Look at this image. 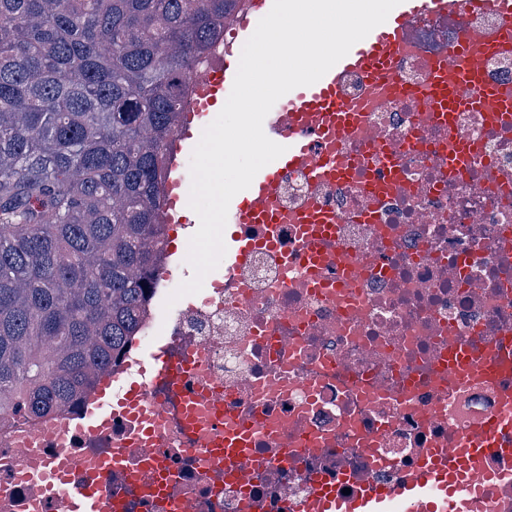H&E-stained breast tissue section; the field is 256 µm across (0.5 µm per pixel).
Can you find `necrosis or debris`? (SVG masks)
<instances>
[{
    "label": "necrosis or debris",
    "mask_w": 512,
    "mask_h": 512,
    "mask_svg": "<svg viewBox=\"0 0 512 512\" xmlns=\"http://www.w3.org/2000/svg\"><path fill=\"white\" fill-rule=\"evenodd\" d=\"M501 27L493 15L418 21L394 69L402 94L368 89L356 74L343 87L361 106L358 127L342 140L313 138L314 151L354 161L349 181L311 183L306 171L280 176L274 206L278 246L266 225L239 234L256 239L248 264L212 272L205 292L166 306L151 295L146 339L190 350L192 367L169 387L147 386L163 410L152 437L116 414L94 437L60 440L16 425L0 431V512L19 503L68 512L64 494L19 480L11 465L25 448L27 468L68 452L69 489L80 487L99 455L131 453V466L159 457L177 493L143 496L125 475L107 480L127 512H296L316 484L351 491L390 483L424 448H445L489 415L512 417V378L491 388L478 376L448 391V340L490 345L512 339V130L464 109L452 120L469 143L464 166L448 165V145L429 118L427 53H455L460 25ZM396 146L395 163L371 152V140ZM337 216L329 250L364 267L351 280L335 264L311 279L299 263L306 241L302 209ZM244 432L257 469L250 485L225 477L198 447Z\"/></svg>",
    "instance_id": "necrosis-or-debris-1"
}]
</instances>
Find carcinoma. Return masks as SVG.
<instances>
[{
  "label": "carcinoma",
  "instance_id": "cac0c4a2",
  "mask_svg": "<svg viewBox=\"0 0 512 512\" xmlns=\"http://www.w3.org/2000/svg\"><path fill=\"white\" fill-rule=\"evenodd\" d=\"M238 0H0V428L76 413L137 335L168 154Z\"/></svg>",
  "mask_w": 512,
  "mask_h": 512
}]
</instances>
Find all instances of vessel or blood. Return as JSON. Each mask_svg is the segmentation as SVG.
<instances>
[{"mask_svg": "<svg viewBox=\"0 0 512 512\" xmlns=\"http://www.w3.org/2000/svg\"><path fill=\"white\" fill-rule=\"evenodd\" d=\"M272 0H246L244 8L235 19L238 31L250 32L252 18L269 13ZM469 14L494 13L505 23H512V0H467ZM458 13V0H404L398 13L385 25L376 27L363 40L356 43L350 52L329 70L318 82L298 87L281 97L272 110V116L264 127L268 138L280 142L284 153L262 168L251 186L244 190L229 221L233 224H275L276 213L272 201L278 191L279 174L296 167L305 168L312 182L325 179L347 181L350 176L348 164L340 158L309 154V136L329 137L343 134L350 126L359 122L361 115L344 95V74L360 73L367 85L394 83L393 60L415 22L423 15L452 17ZM461 48L454 58L444 56L429 58L428 96L430 109L436 112L446 126L448 137V159L463 162L466 153L462 140L455 129L449 126L450 114L461 107H470L484 112L491 123H498L502 113L512 111V94L502 91L491 83L486 74L488 58L512 51V39L499 34H487L465 27L460 32ZM236 70L233 59H225L222 66L208 70L200 81L201 91L188 109L194 114L212 111L232 88ZM182 162L173 159L172 176L167 184L168 202L166 221H180V195L178 187L182 179ZM301 223L307 224L310 244L301 255L306 270L335 260L348 274L361 272L359 264L344 255H331L319 251L318 240L329 238L333 232V218L306 209L300 215ZM149 377L152 383L171 380L176 369L169 351L158 350L151 354ZM483 379L493 385L512 375V346L501 348L496 357L483 360L479 365ZM118 407L137 415L144 424L143 435H150L148 422L152 416L145 402L143 386L133 382L127 385L121 396H113L111 379H103L85 401L83 427L91 429L103 421L104 408ZM512 424V419L491 416L471 425L466 435L445 448L424 450L418 463L410 469L400 482L380 483L372 486L362 497H348L338 488L329 485L317 486L301 506V512H368V500L394 502L401 512H472L471 502L482 493L485 474L479 473L477 464L487 451L499 457H512V447H503L498 439L500 428ZM243 436L228 435L224 445L211 449L210 454L218 459L225 473L234 475L238 481L251 482L254 472L248 449L243 448ZM126 461L123 453L116 452L100 458L98 477L91 484L78 488L68 502L69 512H118L119 506L112 496L111 487L103 480L104 475L120 469ZM150 472L151 479L143 483L145 492L165 493L170 489L164 470L156 460L142 465ZM41 480L47 490H60L67 482V469L51 461L37 474L21 470V479L30 477Z\"/></svg>", "mask_w": 512, "mask_h": 512, "instance_id": "b4317fda", "label": "vessel or blood"}]
</instances>
